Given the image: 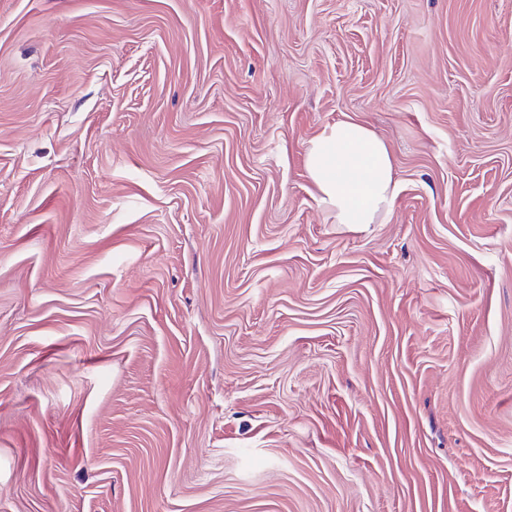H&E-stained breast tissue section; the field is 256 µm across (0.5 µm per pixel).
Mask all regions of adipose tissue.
I'll list each match as a JSON object with an SVG mask.
<instances>
[{
	"instance_id": "obj_1",
	"label": "adipose tissue",
	"mask_w": 512,
	"mask_h": 512,
	"mask_svg": "<svg viewBox=\"0 0 512 512\" xmlns=\"http://www.w3.org/2000/svg\"><path fill=\"white\" fill-rule=\"evenodd\" d=\"M308 176L340 224H378L398 193L391 154L368 127L339 120L325 126L306 148Z\"/></svg>"
}]
</instances>
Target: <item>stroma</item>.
Listing matches in <instances>:
<instances>
[{
    "label": "stroma",
    "mask_w": 512,
    "mask_h": 512,
    "mask_svg": "<svg viewBox=\"0 0 512 512\" xmlns=\"http://www.w3.org/2000/svg\"><path fill=\"white\" fill-rule=\"evenodd\" d=\"M0 512H512V0H0ZM308 176L340 224H380L398 193L384 141L353 120L325 126L306 148Z\"/></svg>",
    "instance_id": "1"
}]
</instances>
